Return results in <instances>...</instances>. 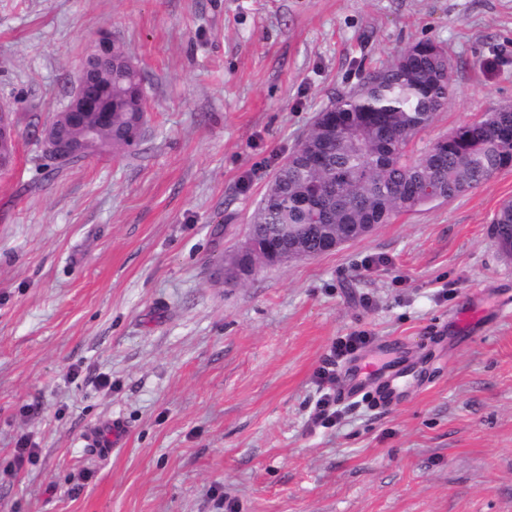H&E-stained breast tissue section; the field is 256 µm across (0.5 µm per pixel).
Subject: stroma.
Masks as SVG:
<instances>
[{"instance_id": "35a3bbf8", "label": "stroma", "mask_w": 512, "mask_h": 512, "mask_svg": "<svg viewBox=\"0 0 512 512\" xmlns=\"http://www.w3.org/2000/svg\"><path fill=\"white\" fill-rule=\"evenodd\" d=\"M103 31L142 74V136L42 179L40 133ZM420 40L453 81L418 148L512 104V0H0V512H512V258L488 230L512 169L218 276L317 114ZM467 302L485 315L460 332ZM358 331L425 354L427 382L322 426L317 374Z\"/></svg>"}]
</instances>
